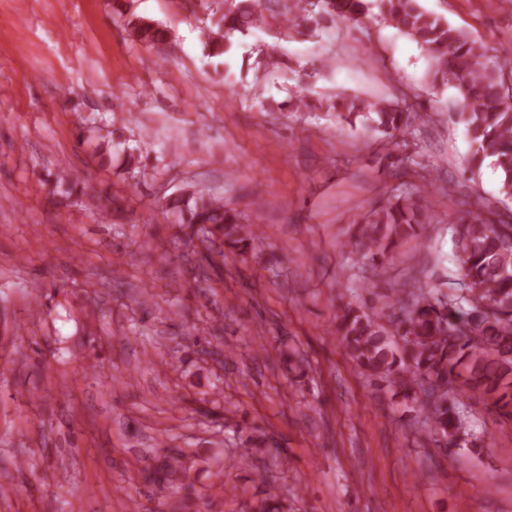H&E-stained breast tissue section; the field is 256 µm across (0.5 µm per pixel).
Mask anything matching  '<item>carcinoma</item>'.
Segmentation results:
<instances>
[{"mask_svg": "<svg viewBox=\"0 0 512 512\" xmlns=\"http://www.w3.org/2000/svg\"><path fill=\"white\" fill-rule=\"evenodd\" d=\"M331 16L357 24L368 11L367 0H322ZM257 0H236L224 13V32L207 35L215 55L229 53L234 40L256 21ZM380 16L411 37L431 54L433 79L451 85L463 98L459 114L471 144V159H488L499 172L500 192L512 198V66L485 61L482 44L451 26L438 15L423 10L418 0H376ZM130 34L145 44L165 40V29L143 19L127 21ZM327 111L340 119L374 116L376 129L388 136L425 122L428 113L409 112L383 101L358 96L336 97ZM78 180L59 174L55 191L69 200ZM180 223L197 226L205 244L195 265L199 282L211 279L219 268L214 236L242 251L260 239L246 231L240 215L224 208V200L203 194L182 193L167 203ZM430 223L428 207L403 191L373 213L349 242L351 249L375 262L403 240L421 236ZM454 240L459 252L462 288L446 299L424 294H401L400 313H378L369 306L346 305L336 315V332L343 351L377 388L397 386L405 394L423 392L419 410L426 414L430 431L448 445L470 443L458 396L481 394L505 416L512 418V222L495 217L486 205L461 201L455 218Z\"/></svg>", "mask_w": 512, "mask_h": 512, "instance_id": "cac0c4a2", "label": "carcinoma"}]
</instances>
